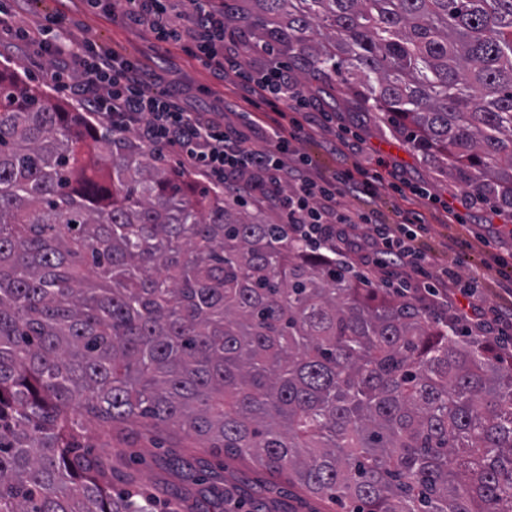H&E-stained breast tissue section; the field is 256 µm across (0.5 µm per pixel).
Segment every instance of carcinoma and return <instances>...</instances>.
<instances>
[{"label":"carcinoma","instance_id":"carcinoma-1","mask_svg":"<svg viewBox=\"0 0 512 512\" xmlns=\"http://www.w3.org/2000/svg\"><path fill=\"white\" fill-rule=\"evenodd\" d=\"M303 74L512 208V0H255ZM92 141L100 168L83 158ZM0 69V512H156L79 408L347 512H512V361ZM80 418L87 426V433L84 436L82 443L92 448H86L91 451H103L108 450L107 443L108 438L103 433V428L99 426L96 419L86 414L83 410L80 412Z\"/></svg>","mask_w":512,"mask_h":512}]
</instances>
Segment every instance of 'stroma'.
Segmentation results:
<instances>
[{
  "mask_svg": "<svg viewBox=\"0 0 512 512\" xmlns=\"http://www.w3.org/2000/svg\"><path fill=\"white\" fill-rule=\"evenodd\" d=\"M0 14L7 21L6 28L0 29V68L16 72L29 86L50 91L63 104L78 110L83 107L74 95L55 88L48 56L40 47L18 41L15 27L64 15L73 39L91 41L101 49L144 63L165 81L180 84L189 92L208 89L202 106L223 107L225 122L237 120L231 108L236 88L230 81L217 79L210 67L184 49L158 43L149 31L128 20L122 9L101 14L90 11L85 0H0ZM303 84L314 111L333 113L346 138L358 143V149L383 161L387 172L416 188V195L405 200L393 187H385L375 206L390 223L397 221L404 209L423 216L427 231L419 246L430 259L431 273H438L453 260L464 276L485 269V306L512 307V267L496 262L497 257L512 253V231L498 219L495 201L466 205L463 184L413 151L382 121L380 113L357 104L339 81L325 83L308 76ZM447 206L459 215L458 223H446L442 212ZM133 450L136 487L156 497L159 512L178 502L183 505L182 512H223L224 497L231 492L263 499L270 512H342L339 505L310 498L299 489L281 491L275 477L249 460L228 458L223 467H215L211 456L173 431L139 435Z\"/></svg>",
  "mask_w": 512,
  "mask_h": 512,
  "instance_id": "1",
  "label": "stroma"
}]
</instances>
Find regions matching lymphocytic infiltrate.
Masks as SVG:
<instances>
[{"label":"lymphocytic infiltrate","mask_w":512,"mask_h":512,"mask_svg":"<svg viewBox=\"0 0 512 512\" xmlns=\"http://www.w3.org/2000/svg\"><path fill=\"white\" fill-rule=\"evenodd\" d=\"M133 22L146 26L156 41L190 43L195 59L226 78L242 64L247 50L224 41V0H193L191 24L170 17L169 0H124ZM65 18L55 15L33 28L21 27L19 39L46 49L55 65L51 78L57 87L73 90L91 113L108 121L113 131L137 132L155 150L178 148L190 169L208 176L212 185L260 191L266 202L281 208L293 240L307 243L326 259L346 265L365 263L375 255L397 262L391 287L400 296L415 297L445 314L450 325L462 326L467 335L486 336L505 324L512 312L487 318L482 311L483 275L461 276L446 268L436 283L423 281L424 255L415 246L426 226L421 218L402 216L393 224L381 220L374 209L351 211L341 197L377 196L384 183L381 172L360 163L343 166L326 177L306 155L286 164L284 154L309 137L315 120L307 112L305 90L297 78L279 68L242 81L235 108L249 118L256 100H267L276 114L266 127L239 128L226 124L220 112L203 111L190 93L162 87L159 75L64 34Z\"/></svg>","instance_id":"1"}]
</instances>
